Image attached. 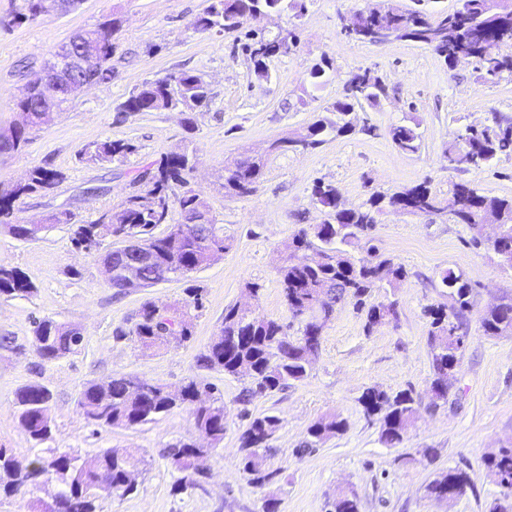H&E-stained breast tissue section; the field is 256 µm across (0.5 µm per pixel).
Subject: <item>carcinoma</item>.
I'll return each mask as SVG.
<instances>
[{
  "mask_svg": "<svg viewBox=\"0 0 512 512\" xmlns=\"http://www.w3.org/2000/svg\"><path fill=\"white\" fill-rule=\"evenodd\" d=\"M431 0H414L408 6L403 0H375L367 8L351 15L354 25L351 39L365 44L388 41L419 43L444 59L454 68L463 60L475 59L480 64L481 78L493 80L504 74L512 75V57L485 59L482 51L495 40L512 41V13H502L491 0H460L453 12L432 11ZM285 9L305 10V0H211L196 26L202 30L224 29V19L243 16L253 10L280 12ZM41 14L40 0H23L13 14L0 18L1 26H11ZM120 19L110 15L90 29L72 36L67 45L75 52L89 47L97 51L94 68L84 78L96 84L112 79V36L119 30ZM249 55L254 75L270 77L268 62L279 54L278 40L251 38L243 45ZM358 83L346 90L344 97L326 108L327 115L307 129L288 138L273 141V152L314 150L329 134L345 136L353 132L346 116L354 106L367 101L378 103L388 96V88L369 68L355 72ZM209 88L198 74L183 72L143 85L133 91L118 106V111L159 112L185 106L191 111L209 98ZM40 91L29 85V93L17 103L22 123L0 130V157L9 156L28 142L30 130L46 125L47 113L36 108ZM395 146L404 153L419 148L416 129L399 125L391 129ZM136 145L126 139L107 138L94 144L91 156L101 161L124 159L135 153ZM448 167L460 172L487 168L502 157L512 156V122L497 120L492 126L466 128L465 133L448 145ZM194 167V155L187 151L171 153L146 165L133 181L134 190L122 203L121 211L109 217L76 225L72 243L93 250L99 245L96 227L103 223L125 235L136 236L151 243L148 258L121 256L112 250L98 254V261L111 266L112 287L121 288L129 274H134L144 288L165 281L164 273L174 272L186 278L205 265L211 252L227 249L224 225L209 216L200 195L187 188ZM264 164L256 158L236 161L227 170L222 188L228 194L248 196L255 191ZM63 174L53 168L37 166L29 171L25 181L0 190V218L13 217L15 203L31 194L47 192L57 187ZM322 207L325 220L314 234L302 229L288 244V253L279 267L282 294L293 317L299 320L297 334H288V327L272 319H260L251 311L236 305L224 309V319L212 336L206 350L197 357L199 367L216 370L244 380L241 402L263 397L300 381L307 376L311 363L319 355L322 334L319 330L345 303L365 312L366 327L372 328L397 316L396 303H369L376 288L395 287L404 280L406 270L393 259L377 254L371 245L369 231L376 224V215L385 209L410 208L419 213L441 211V202L425 182L394 192L373 195L358 208L348 209L339 204L336 188L321 181L312 188ZM453 196L459 208L453 211L454 221L472 226L485 215L494 217L503 231V238L494 245L471 237V244L494 254L498 264L512 270V197L488 196L479 193L469 182L453 184ZM179 209L182 222L171 224L162 236L154 234L160 224H170L173 209ZM368 245L367 256L355 258L347 247L360 241ZM442 285L454 301L451 308L430 306L425 314L430 318L429 345L432 352L433 378L431 385L437 399L448 401V376L459 366L469 340L466 314L470 310L472 288L463 272L448 269L442 275ZM32 283L16 268L0 263V295H29ZM483 335H512V296L486 309L480 316ZM146 348H161L170 341L191 339L189 322L179 308L159 307L147 301L138 311L133 328L119 331ZM84 336L72 326L43 318L35 323L32 346L43 362L66 357L82 345ZM51 400L50 391L37 383L23 387L17 395V423L32 442L33 456L25 466L0 448V495L11 497L19 492L32 493L42 484L56 482L60 489L45 512H99L98 501L84 495L86 486L106 476L112 482V494L125 497L136 492L128 483V475L139 470L145 459L137 448L124 452L102 449L94 464L84 468L80 457L64 448H44L53 439L52 430L43 417ZM368 416L376 418L380 439L390 447L403 442L420 418V406L412 393L389 394L368 388L360 397ZM186 407L195 426L211 444V449L224 441L226 412L218 388L190 378L179 392L172 393L160 384L144 393L133 388L125 375L105 381L88 383L78 400L79 414L86 425L103 428H133L155 420L176 408ZM240 435V465L256 486L271 482L276 471L269 470L267 460L275 448L270 442L280 426L275 415L249 417ZM346 420L328 415L316 420L302 442L304 449H314L346 431ZM202 447L193 441L177 440L169 444L165 456L179 473L174 491L181 493L200 487L195 475V455ZM484 465L500 488V497L493 500L487 512H512V446L503 447L484 457ZM470 478L460 468L438 474L425 485L430 498L451 503L464 495ZM334 512H359L357 497L340 492L332 503Z\"/></svg>",
  "mask_w": 512,
  "mask_h": 512,
  "instance_id": "cac0c4a2",
  "label": "carcinoma"
}]
</instances>
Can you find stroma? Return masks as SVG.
Returning a JSON list of instances; mask_svg holds the SVG:
<instances>
[{
  "label": "stroma",
  "mask_w": 512,
  "mask_h": 512,
  "mask_svg": "<svg viewBox=\"0 0 512 512\" xmlns=\"http://www.w3.org/2000/svg\"><path fill=\"white\" fill-rule=\"evenodd\" d=\"M370 2L309 0L301 16L289 10L271 13L225 32L195 28L208 0H83L66 13H44L18 26L0 27V127L5 128L16 119V103L45 58L103 16L121 21L113 36L111 81L90 86L66 112L34 131L21 151L0 160L1 189L38 165L65 175L53 191L19 200L18 218L67 211L71 224H80L118 211L143 166L188 151L197 156L190 185L231 240L228 251L189 278L121 292L105 281L94 254L73 245L71 224L47 225L34 241L17 240L0 226V262L18 268L34 286L26 296L0 295V333L16 339L14 349H0V448L20 463L30 459L31 443L16 424L15 399L19 389L37 383L52 394L55 447L85 459L104 448H137L147 460L137 493L103 497L100 512H258L267 495L278 499L279 512H329L339 490L357 496L360 512H485L498 497L483 458L512 445V336L483 335L479 317L512 294V271L502 270L491 253L473 248L469 227L455 223L446 209L378 215L372 243L402 264L407 276L395 287L374 291L371 300L395 303L397 316L369 330L364 313L349 303L339 306L305 379L243 404V380L196 363L227 306L246 305L259 318L298 328L277 269L293 236L324 220L312 196L315 181L333 184L346 208L424 181L446 207L453 202V184L461 180L488 195L512 196V157L463 174L449 169L445 154L449 141L466 127L512 119V77L480 81L475 64L448 67L411 41L371 46L350 40L341 30L342 17ZM285 29L295 32V43L270 59V79L256 78L243 50L247 35L270 38ZM323 59L331 68L323 88L315 90L308 72ZM366 67L377 72L390 95L379 105L356 109L352 134L327 136L313 151L269 152L274 140L306 130L343 96L352 73ZM183 72L200 74L209 85L210 100L202 111L191 116L179 111L118 114L117 105L134 89ZM395 125L416 128L417 152L394 146L389 130ZM109 137L131 140L136 153L112 162L91 157V145ZM246 155L265 162L255 191L244 197L224 193L225 167ZM90 186L97 187V194H87ZM449 269L463 271L472 287L469 342L448 381L447 404L435 408L424 309L450 305L441 283ZM249 282L259 285L258 297L248 294ZM190 287L201 288L203 306L187 311L189 341L157 350L127 335L117 338V330L132 329L144 302L180 307ZM43 318L79 327L82 345L58 361L39 363L31 339L35 322ZM116 374L172 391L194 377L221 390L227 424L223 443L205 462L210 477L204 489L174 492L178 473L163 455L168 444L195 437L188 409L129 429L94 432L86 426L77 407L83 386ZM370 387L408 390L420 403L422 417L402 444L389 448L381 443L376 424L359 402ZM330 413L346 420L345 433L299 454L309 426ZM249 414L281 420L271 461L279 475L262 488L251 484L239 466V437ZM425 448L436 449V456L424 459ZM451 468L468 472L467 492L450 504L427 498L425 485Z\"/></svg>",
  "instance_id": "stroma-1"
}]
</instances>
